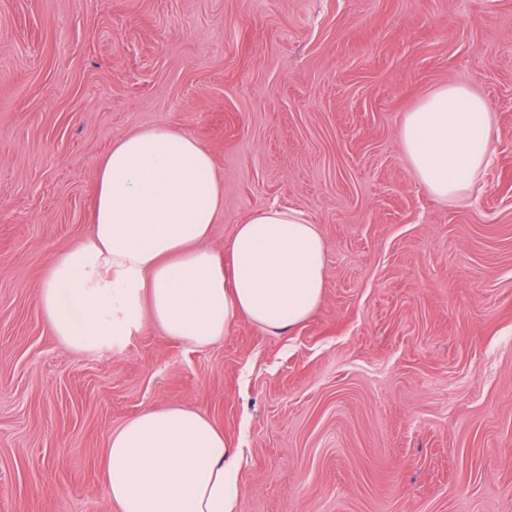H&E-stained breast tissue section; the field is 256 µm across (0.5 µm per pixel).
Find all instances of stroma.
Segmentation results:
<instances>
[{
  "label": "stroma",
  "mask_w": 512,
  "mask_h": 512,
  "mask_svg": "<svg viewBox=\"0 0 512 512\" xmlns=\"http://www.w3.org/2000/svg\"><path fill=\"white\" fill-rule=\"evenodd\" d=\"M451 82L497 128L463 205L399 141ZM159 124L224 181L215 247L270 205L318 224L324 299L289 335L49 330L102 159ZM167 404L241 448L234 512H512V0H0V512H111L112 432Z\"/></svg>",
  "instance_id": "35a3bbf8"
}]
</instances>
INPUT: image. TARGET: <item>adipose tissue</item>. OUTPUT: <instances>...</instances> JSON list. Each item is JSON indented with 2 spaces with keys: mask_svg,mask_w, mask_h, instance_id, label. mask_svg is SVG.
<instances>
[{
  "mask_svg": "<svg viewBox=\"0 0 512 512\" xmlns=\"http://www.w3.org/2000/svg\"><path fill=\"white\" fill-rule=\"evenodd\" d=\"M496 128L484 99L451 83L404 118L400 144L433 197L469 199ZM224 208L212 156L190 133L152 126L116 140L103 159L91 233L51 261L39 306L67 348L94 352L153 324L196 349L245 321L273 336L321 304L325 243L302 210L249 213L223 249L211 229ZM240 451L204 414L150 407L114 432L104 489L118 512H234Z\"/></svg>",
  "mask_w": 512,
  "mask_h": 512,
  "instance_id": "ef3b65f1",
  "label": "adipose tissue"
}]
</instances>
